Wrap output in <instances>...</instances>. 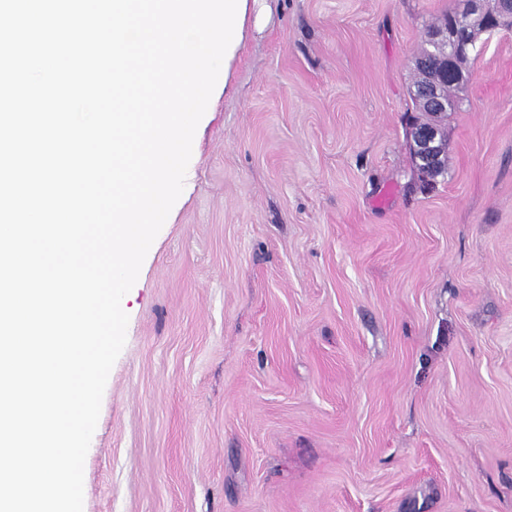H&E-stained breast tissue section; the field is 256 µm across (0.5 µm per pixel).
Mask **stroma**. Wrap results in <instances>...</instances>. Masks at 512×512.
<instances>
[{
    "mask_svg": "<svg viewBox=\"0 0 512 512\" xmlns=\"http://www.w3.org/2000/svg\"><path fill=\"white\" fill-rule=\"evenodd\" d=\"M127 295L83 512H512V28L445 171L412 60L463 0H268ZM413 152L419 160L417 171L421 180L427 185L442 175L444 170V155L447 143L434 124L420 125L414 123L411 128Z\"/></svg>",
    "mask_w": 512,
    "mask_h": 512,
    "instance_id": "obj_1",
    "label": "stroma"
}]
</instances>
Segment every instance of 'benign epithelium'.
Wrapping results in <instances>:
<instances>
[{
  "mask_svg": "<svg viewBox=\"0 0 512 512\" xmlns=\"http://www.w3.org/2000/svg\"><path fill=\"white\" fill-rule=\"evenodd\" d=\"M512 27V0H464V8L441 26L433 28L429 43L439 53L413 62L417 84L411 92L421 107L439 113L448 107V83L463 76L464 61L475 46L474 33ZM417 171L430 185L443 174L447 143L437 126L415 123L411 128Z\"/></svg>",
  "mask_w": 512,
  "mask_h": 512,
  "instance_id": "obj_1",
  "label": "benign epithelium"
}]
</instances>
